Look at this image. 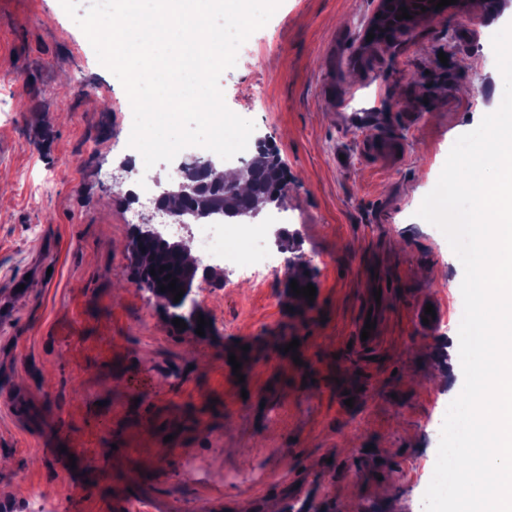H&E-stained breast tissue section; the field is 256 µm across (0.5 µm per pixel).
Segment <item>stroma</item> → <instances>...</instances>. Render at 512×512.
Returning a JSON list of instances; mask_svg holds the SVG:
<instances>
[{"instance_id":"1","label":"stroma","mask_w":512,"mask_h":512,"mask_svg":"<svg viewBox=\"0 0 512 512\" xmlns=\"http://www.w3.org/2000/svg\"><path fill=\"white\" fill-rule=\"evenodd\" d=\"M377 6L282 0L221 75L226 106L288 165L285 230L316 295L227 261L197 293L201 337L132 279L123 86L59 0H0V512L36 492L61 512H424L436 413L464 384L448 352L464 269L416 212L502 100L488 23H511L512 0L371 41ZM60 445L79 451L82 501Z\"/></svg>"}]
</instances>
